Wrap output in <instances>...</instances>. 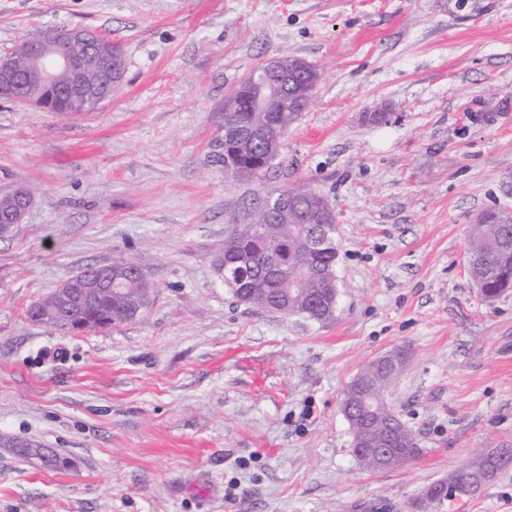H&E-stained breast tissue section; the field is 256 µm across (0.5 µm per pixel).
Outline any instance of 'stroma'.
<instances>
[{
  "label": "stroma",
  "mask_w": 512,
  "mask_h": 512,
  "mask_svg": "<svg viewBox=\"0 0 512 512\" xmlns=\"http://www.w3.org/2000/svg\"><path fill=\"white\" fill-rule=\"evenodd\" d=\"M63 26L125 74L67 117L0 99V191L33 197L0 239V512H415L473 450L512 448V295L486 302L465 264L477 217L512 214V0H0V54ZM285 54L318 66L314 95L270 173L233 180L225 94ZM300 181L336 215L325 326L236 301L215 265L234 217ZM120 260L154 285L142 317L29 316ZM389 351L421 452L371 471L341 404ZM444 512H512V467ZM16 452L27 461H39L40 466L45 468L57 469L66 466V461L57 454L49 453L45 448H39L33 444L16 448Z\"/></svg>",
  "instance_id": "1"
}]
</instances>
